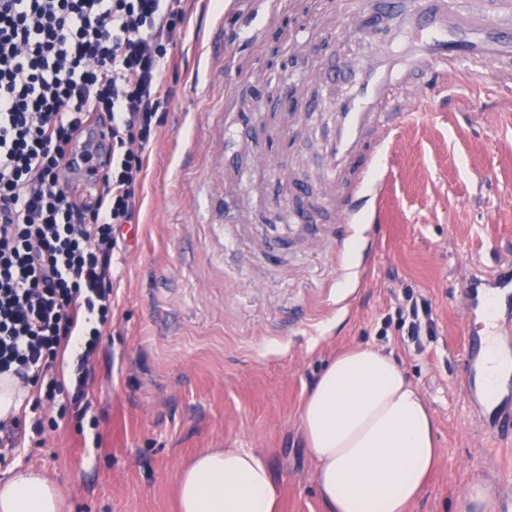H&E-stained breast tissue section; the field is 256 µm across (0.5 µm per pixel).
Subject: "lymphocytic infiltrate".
Listing matches in <instances>:
<instances>
[{
	"label": "lymphocytic infiltrate",
	"instance_id": "1",
	"mask_svg": "<svg viewBox=\"0 0 512 512\" xmlns=\"http://www.w3.org/2000/svg\"><path fill=\"white\" fill-rule=\"evenodd\" d=\"M186 20L181 0H0V375L56 414L0 424V462L27 431L90 407L89 376L112 323V252L135 223L145 151L174 89L162 81ZM87 167L77 202L68 172ZM412 341L433 335L430 302L398 307ZM70 381L51 368L68 345Z\"/></svg>",
	"mask_w": 512,
	"mask_h": 512
}]
</instances>
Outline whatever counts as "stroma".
I'll list each match as a JSON object with an SVG mask.
<instances>
[{
  "instance_id": "obj_1",
  "label": "stroma",
  "mask_w": 512,
  "mask_h": 512,
  "mask_svg": "<svg viewBox=\"0 0 512 512\" xmlns=\"http://www.w3.org/2000/svg\"><path fill=\"white\" fill-rule=\"evenodd\" d=\"M185 33L164 70L175 95L146 151L138 223L112 255V327L93 363L89 417L27 434L13 463L57 486L62 512H176L181 468L204 448H249L281 490L280 512H325L299 429L300 406L341 351L393 355L424 396L441 455L412 512H456L471 480L512 495V441L470 396L459 316L463 286L512 274V96L448 73L398 127L381 165L378 205L342 228L348 254L279 243L317 204L330 51L364 44L309 36L333 0H284L267 27L264 0H184ZM245 117L236 156L212 152L224 115ZM277 156L289 176L255 173ZM372 255H362L366 238ZM429 299L437 323L422 348L404 342L396 309L406 292Z\"/></svg>"
}]
</instances>
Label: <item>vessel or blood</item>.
Instances as JSON below:
<instances>
[{
  "mask_svg": "<svg viewBox=\"0 0 512 512\" xmlns=\"http://www.w3.org/2000/svg\"><path fill=\"white\" fill-rule=\"evenodd\" d=\"M467 8L466 0H357L361 20L337 27V15L321 23L341 42L366 40L371 52L360 59L330 58L329 76L351 72L349 90L333 99L336 113L325 133V193L319 203L332 223L358 222L377 194L374 175L396 127L406 118L409 100L400 89L437 86L449 70L468 64L481 80L512 89V0H486ZM464 320L489 321L486 334L468 336L473 398L492 405L499 398L495 352L489 338L496 330L500 291L470 283L463 291Z\"/></svg>",
  "mask_w": 512,
  "mask_h": 512,
  "instance_id": "obj_1",
  "label": "vessel or blood"
}]
</instances>
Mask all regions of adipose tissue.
<instances>
[{
	"mask_svg": "<svg viewBox=\"0 0 512 512\" xmlns=\"http://www.w3.org/2000/svg\"><path fill=\"white\" fill-rule=\"evenodd\" d=\"M299 424L326 512H411L440 456L420 391L386 352L337 355L306 393ZM281 487L247 448H207L179 473L178 512H279ZM0 512H61L56 485L21 469L0 479Z\"/></svg>",
	"mask_w": 512,
	"mask_h": 512,
	"instance_id": "obj_1",
	"label": "adipose tissue"
}]
</instances>
